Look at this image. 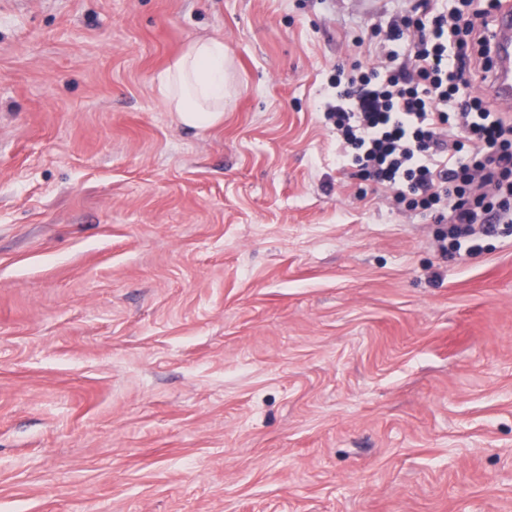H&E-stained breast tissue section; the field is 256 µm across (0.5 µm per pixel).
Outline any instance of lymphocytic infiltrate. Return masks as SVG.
Masks as SVG:
<instances>
[{
  "label": "lymphocytic infiltrate",
  "mask_w": 512,
  "mask_h": 512,
  "mask_svg": "<svg viewBox=\"0 0 512 512\" xmlns=\"http://www.w3.org/2000/svg\"><path fill=\"white\" fill-rule=\"evenodd\" d=\"M499 0H407L371 66L337 68L324 110L372 192L434 210L450 239L494 219L512 223V117L469 92L489 68ZM468 153V162L457 159Z\"/></svg>",
  "instance_id": "f902f5d3"
}]
</instances>
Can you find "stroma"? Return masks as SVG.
Masks as SVG:
<instances>
[{
	"instance_id": "1",
	"label": "stroma",
	"mask_w": 512,
	"mask_h": 512,
	"mask_svg": "<svg viewBox=\"0 0 512 512\" xmlns=\"http://www.w3.org/2000/svg\"><path fill=\"white\" fill-rule=\"evenodd\" d=\"M398 9L0 0V512H512V228L449 248L324 118ZM226 59L223 41L201 39L157 75L159 93L181 125L204 129L224 120Z\"/></svg>"
}]
</instances>
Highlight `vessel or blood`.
Returning a JSON list of instances; mask_svg holds the SVG:
<instances>
[{
  "instance_id": "b4317fda",
  "label": "vessel or blood",
  "mask_w": 512,
  "mask_h": 512,
  "mask_svg": "<svg viewBox=\"0 0 512 512\" xmlns=\"http://www.w3.org/2000/svg\"><path fill=\"white\" fill-rule=\"evenodd\" d=\"M491 71L488 94L504 108L512 107V0H502L490 32Z\"/></svg>"
}]
</instances>
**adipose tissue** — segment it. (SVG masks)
I'll list each match as a JSON object with an SVG mask.
<instances>
[{
  "mask_svg": "<svg viewBox=\"0 0 512 512\" xmlns=\"http://www.w3.org/2000/svg\"><path fill=\"white\" fill-rule=\"evenodd\" d=\"M225 64L223 41L201 39L158 74V90L181 125L204 129L223 121Z\"/></svg>",
  "mask_w": 512,
  "mask_h": 512,
  "instance_id": "ef3b65f1",
  "label": "adipose tissue"
}]
</instances>
